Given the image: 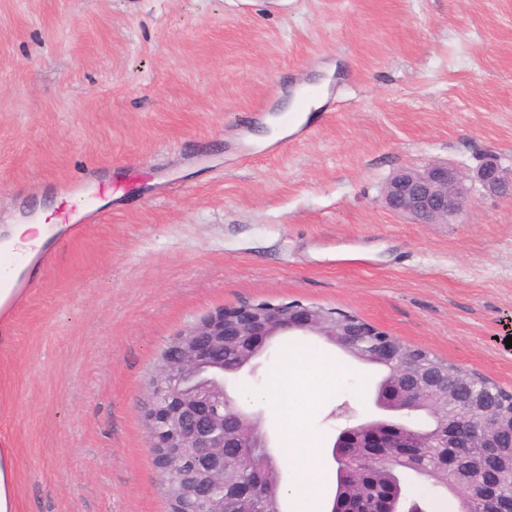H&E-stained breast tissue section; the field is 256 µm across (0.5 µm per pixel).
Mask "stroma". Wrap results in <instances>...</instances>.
<instances>
[{"instance_id": "35a3bbf8", "label": "stroma", "mask_w": 512, "mask_h": 512, "mask_svg": "<svg viewBox=\"0 0 512 512\" xmlns=\"http://www.w3.org/2000/svg\"><path fill=\"white\" fill-rule=\"evenodd\" d=\"M307 135L263 142L303 83ZM512 164V0H0V237L41 203L57 231L4 319L0 442L19 512H168L141 407L167 344L222 308L338 309L512 392V200L449 224L386 210L396 170ZM108 184L102 220L58 217ZM340 372L321 450L372 407L377 367L281 336Z\"/></svg>"}]
</instances>
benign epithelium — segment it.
<instances>
[{
  "label": "benign epithelium",
  "mask_w": 512,
  "mask_h": 512,
  "mask_svg": "<svg viewBox=\"0 0 512 512\" xmlns=\"http://www.w3.org/2000/svg\"><path fill=\"white\" fill-rule=\"evenodd\" d=\"M482 190L512 199V169L497 160L483 163L472 177ZM382 201L415 224H446L468 213L472 187L454 166L429 163L403 168L385 183ZM306 334L323 338L366 363L390 369L379 398L378 414L342 429L332 449L339 486L327 512L348 508L352 477H367L384 489L381 499L360 512H398L385 466L392 459L414 461L423 448H446L437 467H421L427 478L453 474L452 493L461 512H503V492L512 485L508 456L512 419L501 398L461 368L448 373L429 351L350 315L298 302L257 303L208 314L181 331L164 350L162 373L149 384L143 407L157 473L177 470L169 512H224V480L243 448H269L259 413L233 402L224 375L256 360L278 336ZM403 411L426 413L434 425L425 434L401 422ZM240 512H275L269 499L253 488L242 496Z\"/></svg>",
  "instance_id": "benign-epithelium-1"
}]
</instances>
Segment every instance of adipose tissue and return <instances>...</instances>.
<instances>
[{
    "label": "adipose tissue",
    "instance_id": "adipose-tissue-1",
    "mask_svg": "<svg viewBox=\"0 0 512 512\" xmlns=\"http://www.w3.org/2000/svg\"><path fill=\"white\" fill-rule=\"evenodd\" d=\"M51 235L43 219L25 220L11 225L8 236L0 243L30 257L40 251ZM281 376L288 384L287 398H280L273 392L268 393L267 398L273 402L283 401L286 406L283 457L295 475L284 482L282 494L298 505L299 512H325L326 504L320 495L323 472L319 452L309 445L305 419L317 390L335 383L336 370L322 358L291 351L283 360Z\"/></svg>",
    "mask_w": 512,
    "mask_h": 512
}]
</instances>
